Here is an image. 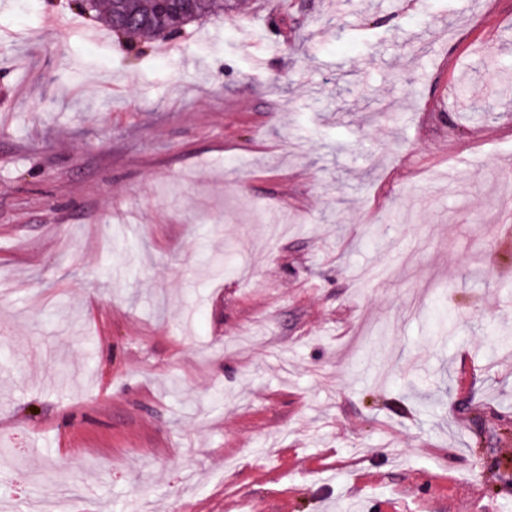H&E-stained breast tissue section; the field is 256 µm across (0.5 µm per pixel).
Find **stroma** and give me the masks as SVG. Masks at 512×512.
I'll use <instances>...</instances> for the list:
<instances>
[{
	"mask_svg": "<svg viewBox=\"0 0 512 512\" xmlns=\"http://www.w3.org/2000/svg\"><path fill=\"white\" fill-rule=\"evenodd\" d=\"M232 2L0 0V512H503L512 0ZM182 7L174 6L158 16L153 0H75L74 6L80 14L96 17L105 9L107 22L112 32L121 37L136 36L147 42L161 32L174 36L171 31L181 26L205 20L218 10L224 11L223 0H190Z\"/></svg>",
	"mask_w": 512,
	"mask_h": 512,
	"instance_id": "stroma-1",
	"label": "stroma"
}]
</instances>
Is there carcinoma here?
Listing matches in <instances>:
<instances>
[{"instance_id": "obj_1", "label": "carcinoma", "mask_w": 512, "mask_h": 512, "mask_svg": "<svg viewBox=\"0 0 512 512\" xmlns=\"http://www.w3.org/2000/svg\"><path fill=\"white\" fill-rule=\"evenodd\" d=\"M76 11L95 17L105 12L112 32L121 37L136 36L147 41L163 31H175L181 26L206 19L224 10V0H190L159 14L153 0H74Z\"/></svg>"}]
</instances>
